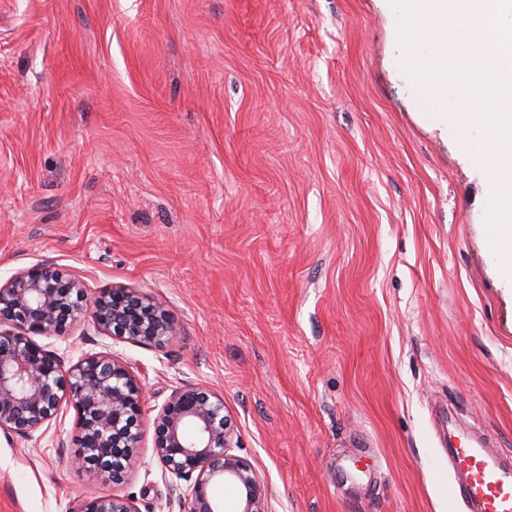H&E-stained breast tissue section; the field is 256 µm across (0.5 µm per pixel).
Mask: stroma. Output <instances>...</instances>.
<instances>
[{
	"label": "stroma",
	"instance_id": "35a3bbf8",
	"mask_svg": "<svg viewBox=\"0 0 512 512\" xmlns=\"http://www.w3.org/2000/svg\"><path fill=\"white\" fill-rule=\"evenodd\" d=\"M396 53L389 0H0V282L52 261L176 328L39 337L128 364L140 459L117 487L77 468L62 404L0 430V512H182L153 438L184 384L223 396L268 512H469L447 419L512 454V282L484 172ZM70 512H137L130 500L119 495L78 500Z\"/></svg>",
	"mask_w": 512,
	"mask_h": 512
}]
</instances>
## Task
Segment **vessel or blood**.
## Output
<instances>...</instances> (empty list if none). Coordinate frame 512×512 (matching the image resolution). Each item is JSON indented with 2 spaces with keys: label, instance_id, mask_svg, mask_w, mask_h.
<instances>
[{
  "label": "vessel or blood",
  "instance_id": "obj_1",
  "mask_svg": "<svg viewBox=\"0 0 512 512\" xmlns=\"http://www.w3.org/2000/svg\"><path fill=\"white\" fill-rule=\"evenodd\" d=\"M449 462L454 469L467 473L468 498L475 512H512V466L491 449L466 444L451 448Z\"/></svg>",
  "mask_w": 512,
  "mask_h": 512
}]
</instances>
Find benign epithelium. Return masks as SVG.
I'll return each instance as SVG.
<instances>
[{
  "instance_id": "7a95c632",
  "label": "benign epithelium",
  "mask_w": 512,
  "mask_h": 512,
  "mask_svg": "<svg viewBox=\"0 0 512 512\" xmlns=\"http://www.w3.org/2000/svg\"><path fill=\"white\" fill-rule=\"evenodd\" d=\"M84 298L82 281L50 262L0 283V430L26 438L55 418L66 401L78 415L72 463L121 485L139 460V381L114 354L89 356L66 370L34 337L66 336L89 315L106 336L159 349L175 335V325L166 304L135 288L109 289L90 309ZM224 409V398L215 393L173 389L154 420V456L164 474L193 481L185 512H223L211 493L217 482L236 487L238 512H266L259 475L231 453L233 430ZM70 512L137 510L112 494L78 500Z\"/></svg>"
}]
</instances>
